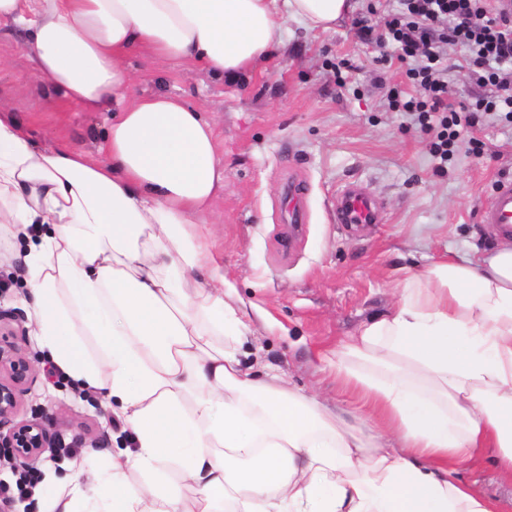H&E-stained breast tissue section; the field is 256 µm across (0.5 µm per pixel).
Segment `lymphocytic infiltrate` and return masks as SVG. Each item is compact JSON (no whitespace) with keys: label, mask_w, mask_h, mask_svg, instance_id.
<instances>
[{"label":"lymphocytic infiltrate","mask_w":512,"mask_h":512,"mask_svg":"<svg viewBox=\"0 0 512 512\" xmlns=\"http://www.w3.org/2000/svg\"><path fill=\"white\" fill-rule=\"evenodd\" d=\"M399 10L387 14L379 46H392L393 60L404 68L408 87L390 89V105L416 115L421 127L437 123L433 148L442 159L455 152L460 123L448 102V67L440 52L444 43L463 51L461 69L469 79L494 87L469 107L470 114L504 113L512 123V0H398Z\"/></svg>","instance_id":"f902f5d3"}]
</instances>
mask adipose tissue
Here are the masks:
<instances>
[{
	"instance_id": "adipose-tissue-1",
	"label": "adipose tissue",
	"mask_w": 512,
	"mask_h": 512,
	"mask_svg": "<svg viewBox=\"0 0 512 512\" xmlns=\"http://www.w3.org/2000/svg\"><path fill=\"white\" fill-rule=\"evenodd\" d=\"M350 0H0L49 92L112 122L102 160L42 146L0 100V224L24 257L37 342L100 390L134 449L87 483L61 477L47 512H512L458 473L512 477V244L408 276L389 314L336 355L337 379L385 424L256 378L251 323L200 226L224 186L218 137L180 97L129 94L142 55L235 77L283 25L332 30ZM223 345H216V338Z\"/></svg>"
}]
</instances>
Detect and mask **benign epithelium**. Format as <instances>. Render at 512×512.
Instances as JSON below:
<instances>
[{"mask_svg": "<svg viewBox=\"0 0 512 512\" xmlns=\"http://www.w3.org/2000/svg\"><path fill=\"white\" fill-rule=\"evenodd\" d=\"M34 380L28 359L10 344H0V450L21 464L64 445L61 434L40 421H15L22 397Z\"/></svg>", "mask_w": 512, "mask_h": 512, "instance_id": "7a95c632", "label": "benign epithelium"}]
</instances>
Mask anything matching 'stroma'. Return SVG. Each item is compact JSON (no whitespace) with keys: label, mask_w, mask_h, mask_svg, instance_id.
<instances>
[{"label":"stroma","mask_w":512,"mask_h":512,"mask_svg":"<svg viewBox=\"0 0 512 512\" xmlns=\"http://www.w3.org/2000/svg\"><path fill=\"white\" fill-rule=\"evenodd\" d=\"M368 2L355 0L353 16L329 32L287 21L274 56L234 80L200 67L187 72L166 59L128 60L131 96H181L217 126L224 188L208 231L233 300L252 323L240 349L244 368L257 376L276 368L290 387L351 408L358 402L327 360L366 322L396 306L410 273L451 251L490 249L496 236L480 223L479 210L512 180V125L497 116L463 129L464 137L481 141V155L463 145L445 164L431 152L429 135L409 115L390 109L388 92L404 79L381 62L355 20L365 15L379 24L392 4L379 0L370 15ZM340 71L348 76L343 88L336 84ZM45 88L16 41L1 37L0 96L37 138L93 149L106 114L64 104ZM292 181L301 190L305 223L285 250L279 236ZM352 185L375 197L381 223L335 222L336 196ZM25 249V241L0 230V251L13 253L0 263V308L12 313L0 331L36 371L18 417L49 423L66 443L65 450H48L31 464L41 481L14 504V512H39L58 493L44 481L45 472L90 470L112 451L132 447L133 435L99 390L54 373L53 362L40 352Z\"/></svg>","instance_id":"35a3bbf8"}]
</instances>
